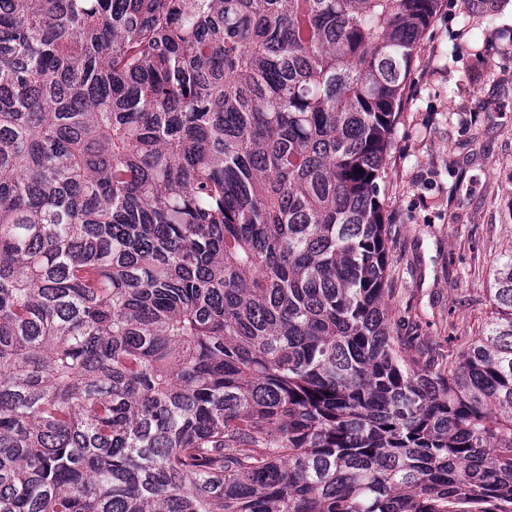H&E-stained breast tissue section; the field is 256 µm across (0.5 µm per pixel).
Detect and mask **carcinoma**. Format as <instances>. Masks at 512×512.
Returning a JSON list of instances; mask_svg holds the SVG:
<instances>
[{"mask_svg":"<svg viewBox=\"0 0 512 512\" xmlns=\"http://www.w3.org/2000/svg\"><path fill=\"white\" fill-rule=\"evenodd\" d=\"M441 0H0V512H512V249L393 334L379 178Z\"/></svg>","mask_w":512,"mask_h":512,"instance_id":"obj_1","label":"carcinoma"}]
</instances>
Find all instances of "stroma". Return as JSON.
I'll list each match as a JSON object with an SVG mask.
<instances>
[{
  "label": "stroma",
  "instance_id": "1",
  "mask_svg": "<svg viewBox=\"0 0 512 512\" xmlns=\"http://www.w3.org/2000/svg\"><path fill=\"white\" fill-rule=\"evenodd\" d=\"M380 187L392 318L413 326L411 355L447 364L492 319V268L512 249V0H442Z\"/></svg>",
  "mask_w": 512,
  "mask_h": 512
}]
</instances>
